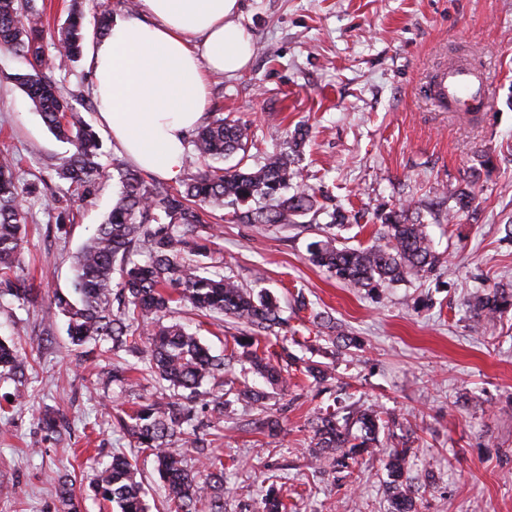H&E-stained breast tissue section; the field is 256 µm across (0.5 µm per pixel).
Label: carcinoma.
<instances>
[{"mask_svg":"<svg viewBox=\"0 0 512 512\" xmlns=\"http://www.w3.org/2000/svg\"><path fill=\"white\" fill-rule=\"evenodd\" d=\"M95 35L107 36L112 12L101 3ZM0 48L27 60L31 71L15 75L18 87L29 97L48 129L69 143L73 152L54 167V176L82 198L96 194L103 170V142L83 119L72 100L65 97L51 75L66 62L76 61L85 48L82 17L69 13L58 31L55 52L48 50L43 11L35 0H0ZM308 131L299 129L288 152L269 155L251 167L239 159L235 169L224 168V157L246 151L249 128L222 112L210 113L192 136L196 155L205 169L187 176L179 187L147 180L133 167L116 166L118 198L105 220L73 256V292L56 293L49 309L65 318L67 334L75 346L92 344L104 356L120 352L141 354L148 372L166 384V399H143L129 373L134 367H113L109 381L118 383L135 406L122 411L117 425L133 447L150 452L156 471L167 488V512H224V459L214 454L211 431H224V395L235 394L250 404H261L264 391L247 382L258 375L271 387L287 382L292 371H303L315 380L322 371L288 351V328L276 298L254 292L204 262L212 252L217 228L207 223L215 210L234 207L242 224H295L298 218L320 210L306 185L287 196L284 188L300 174L296 157ZM17 161L0 156V276L6 287L0 296L30 303L33 288L22 266L25 249L22 224L25 198L39 190V183H20ZM454 205L452 221L468 211L474 201L469 188L449 191ZM265 204L237 210L251 201ZM309 261L354 288L376 292L393 283L431 271L447 263L436 253L426 225L408 211H390L381 217L372 244L349 248L336 246V235L311 244ZM478 316L493 319L512 310V286L476 291L471 297ZM204 316L234 319L246 334L233 337V353L240 370L229 374L224 358L210 354L196 333L175 318L178 307ZM281 340L280 350L260 351L262 341ZM15 383V399L25 396V361L18 348L0 340V371ZM397 424L382 409L368 408L358 418L330 405L312 420L314 457L347 475L358 458L371 453L378 434ZM40 430L61 438L67 429L61 417L45 410L38 416ZM194 456L201 469L188 468ZM407 449L392 450L386 467L396 512H412V484L404 462ZM94 496L112 505V512H149L143 481L123 453L96 471L90 484ZM57 497L64 512H78L73 484L58 480Z\"/></svg>","mask_w":512,"mask_h":512,"instance_id":"1","label":"carcinoma"}]
</instances>
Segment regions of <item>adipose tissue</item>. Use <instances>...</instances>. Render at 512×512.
<instances>
[{"mask_svg": "<svg viewBox=\"0 0 512 512\" xmlns=\"http://www.w3.org/2000/svg\"><path fill=\"white\" fill-rule=\"evenodd\" d=\"M242 0H139L92 49L91 91L119 152L149 173L181 177L209 79L243 71L255 42Z\"/></svg>", "mask_w": 512, "mask_h": 512, "instance_id": "1", "label": "adipose tissue"}]
</instances>
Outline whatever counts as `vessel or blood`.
<instances>
[{
    "instance_id": "obj_1",
    "label": "vessel or blood",
    "mask_w": 512,
    "mask_h": 512,
    "mask_svg": "<svg viewBox=\"0 0 512 512\" xmlns=\"http://www.w3.org/2000/svg\"><path fill=\"white\" fill-rule=\"evenodd\" d=\"M430 94L435 106L443 110L478 112L490 107L486 75L460 63L438 70Z\"/></svg>"
}]
</instances>
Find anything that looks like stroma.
<instances>
[{
	"mask_svg": "<svg viewBox=\"0 0 512 512\" xmlns=\"http://www.w3.org/2000/svg\"><path fill=\"white\" fill-rule=\"evenodd\" d=\"M244 24L256 42L242 73L212 78L209 109L249 125L245 158L263 164L287 151L296 128L309 138L300 167L324 210L288 226L239 224L225 217L213 259L245 287L275 295L292 317L296 295L326 311L337 331L360 347L327 360L315 387L289 378L268 401L280 420L272 436L255 429L259 409L232 403L224 435L225 512H257L275 489L288 512H394L385 468L391 441L380 437L358 479L319 471L310 454L311 419L333 393L361 408L382 406L404 418L416 512H512V313L477 318L467 300L481 288L512 283V0H243ZM490 76L491 107L471 116L437 111L425 98L430 73L459 45ZM25 62L0 52V151L17 159L16 176L44 178L25 200L23 260L35 300L0 297V338L27 353V396L0 420V512H57L56 480H76L79 512H109L89 483L113 452L135 459L150 512H160L164 485L151 455L130 448L112 428L128 397L98 379L108 358L70 344L48 304L67 292L72 257L112 208L118 185L103 178L96 195L78 200L52 175L70 144L44 124L12 79ZM490 167H483V157ZM472 186L469 212L448 217L447 191ZM70 211L56 227L58 207ZM407 209L428 226L451 268L390 285L379 293L346 287L308 259L333 209L345 211L350 247L369 245L387 212ZM211 354H225L241 327L181 310ZM52 342L35 350L36 334ZM62 413L71 433L43 440L38 415Z\"/></svg>",
	"mask_w": 512,
	"mask_h": 512,
	"instance_id": "1",
	"label": "stroma"
}]
</instances>
